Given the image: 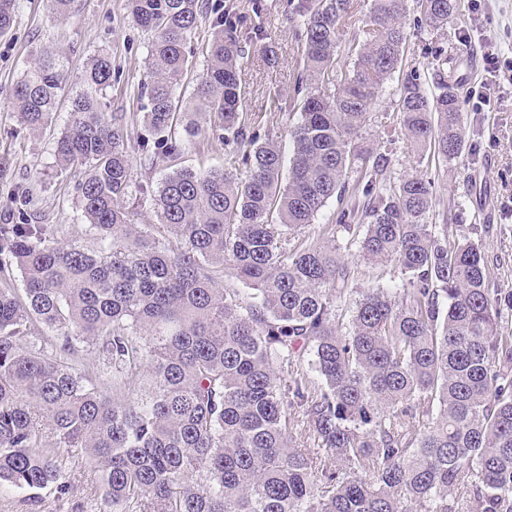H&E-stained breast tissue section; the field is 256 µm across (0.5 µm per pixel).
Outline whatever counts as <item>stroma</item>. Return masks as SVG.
<instances>
[{"label":"stroma","mask_w":512,"mask_h":512,"mask_svg":"<svg viewBox=\"0 0 512 512\" xmlns=\"http://www.w3.org/2000/svg\"><path fill=\"white\" fill-rule=\"evenodd\" d=\"M461 0L447 26L433 29L421 22L416 9L405 17L406 68L418 69L425 86H432L434 50H444L463 101L465 143L451 165L430 167L407 146L396 110L395 83L384 85L373 108L366 138L390 161L392 180L428 174L449 216L450 235H464L481 245L491 271V286L501 302L512 300V95L503 96L496 111L481 112L468 97L485 79L482 39L496 38L512 57V0ZM264 26L277 56L268 64L259 49H251L245 76L243 109L258 112L272 134L291 152L289 117L280 113L279 96H294L298 73L295 22L285 13L283 0H264ZM150 36L131 18L127 0H76L66 17L53 13L50 0H23L17 21L0 35V224L26 217L34 224H50L61 242L86 244V223L79 206L77 177L58 174L54 142L64 128L65 111L51 124L32 132L24 128L12 106L10 90L22 70L46 44L57 46L69 59L68 83L80 89L90 55L103 50L112 57L109 112L120 117L123 130H132L131 117L140 105L133 88L148 72ZM27 191L18 200L16 187ZM69 488L48 487L36 492L0 487V512H100L105 486L94 463L72 462Z\"/></svg>","instance_id":"stroma-1"}]
</instances>
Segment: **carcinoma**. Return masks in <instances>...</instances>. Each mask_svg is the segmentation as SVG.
Returning a JSON list of instances; mask_svg holds the SVG:
<instances>
[{"label": "carcinoma", "mask_w": 512, "mask_h": 512, "mask_svg": "<svg viewBox=\"0 0 512 512\" xmlns=\"http://www.w3.org/2000/svg\"><path fill=\"white\" fill-rule=\"evenodd\" d=\"M405 2L371 0L374 29L346 41L360 0H286L302 95L286 179L280 142L242 107L250 47L265 40L246 22L263 0H128L152 35L132 143L107 118L109 54L90 57L74 92L64 57L39 50L11 96L33 131L68 99L56 166L80 177L95 248L26 218L0 224V486L62 492L68 457L102 468V512H452L450 497L463 512H512V336L485 254L433 223L429 178L390 181L388 158L362 141L403 67ZM414 3L439 29L460 0ZM19 5L0 0V33ZM208 12L201 120H188V44ZM435 60L436 92L410 71L398 112L411 150L448 164L462 109L448 57ZM211 135L227 167L171 171L144 210L130 151L153 168ZM333 198L336 217L319 222ZM342 249L403 280L339 309L355 279ZM43 331L55 350H29ZM81 350L98 374L75 366ZM298 428L313 447L293 443Z\"/></svg>", "instance_id": "obj_1"}]
</instances>
